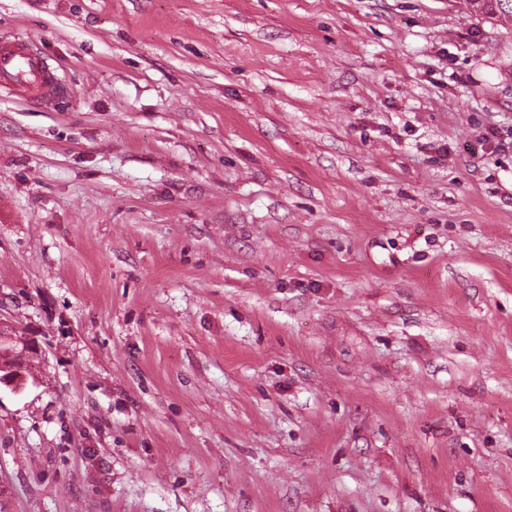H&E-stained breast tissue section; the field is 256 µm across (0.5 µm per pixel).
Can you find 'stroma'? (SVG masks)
I'll return each instance as SVG.
<instances>
[{"instance_id":"obj_1","label":"stroma","mask_w":512,"mask_h":512,"mask_svg":"<svg viewBox=\"0 0 512 512\" xmlns=\"http://www.w3.org/2000/svg\"><path fill=\"white\" fill-rule=\"evenodd\" d=\"M0 512H512V25L465 0H0ZM18 91L35 103L50 101L65 89L38 44L15 34L0 41V89ZM5 344H12L15 347L21 345L22 349L25 348V350L29 349L30 345L24 337L18 336L12 329H4L2 323H0V379L2 378L1 371L3 370L7 371L8 376L4 379V383L1 384L11 388L15 392H18L24 388L27 379L22 371V366H20L15 359L14 364L10 362L13 358L14 347L2 349Z\"/></svg>"}]
</instances>
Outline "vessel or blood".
Segmentation results:
<instances>
[{"mask_svg": "<svg viewBox=\"0 0 512 512\" xmlns=\"http://www.w3.org/2000/svg\"><path fill=\"white\" fill-rule=\"evenodd\" d=\"M1 88L21 92L36 103L52 100L64 92L41 48L23 34L0 41Z\"/></svg>", "mask_w": 512, "mask_h": 512, "instance_id": "obj_1", "label": "vessel or blood"}]
</instances>
